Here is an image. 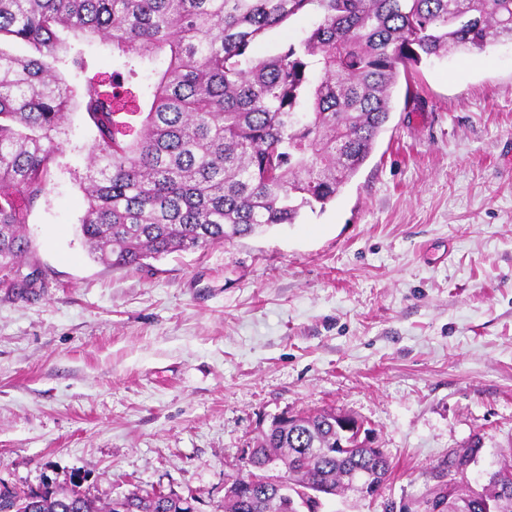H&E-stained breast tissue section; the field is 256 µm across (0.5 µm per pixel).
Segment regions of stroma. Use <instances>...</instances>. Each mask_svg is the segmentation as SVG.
Segmentation results:
<instances>
[{
    "label": "stroma",
    "instance_id": "obj_1",
    "mask_svg": "<svg viewBox=\"0 0 512 512\" xmlns=\"http://www.w3.org/2000/svg\"><path fill=\"white\" fill-rule=\"evenodd\" d=\"M79 48L77 92L118 68L111 46ZM96 136L74 107L25 226L43 285L0 287L1 482L223 512L271 418L313 408L364 420L393 463L378 497L323 512L416 501L476 434L473 488L512 454L511 43L420 64L324 211L141 267L93 260L79 233Z\"/></svg>",
    "mask_w": 512,
    "mask_h": 512
}]
</instances>
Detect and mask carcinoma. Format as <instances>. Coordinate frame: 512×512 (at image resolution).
Returning <instances> with one entry per match:
<instances>
[{
  "mask_svg": "<svg viewBox=\"0 0 512 512\" xmlns=\"http://www.w3.org/2000/svg\"><path fill=\"white\" fill-rule=\"evenodd\" d=\"M303 14L315 21L259 57L267 33ZM112 45L124 72L112 94L92 77L82 104L98 130L82 190L79 231L92 257L115 269L294 224L325 209L372 155L393 110L400 73L452 52L512 42V0H0V273L16 282L30 252L23 232L46 195L74 90L58 65L82 73L67 36ZM160 60L144 106L125 112L123 76ZM141 116L135 129L127 114ZM337 447L336 411L263 432L246 461L290 463L288 498L319 488L356 491L357 478L392 473L384 452L351 434ZM451 490L453 512H512V464L480 490ZM0 512H188L181 496L147 491L99 508L75 489L0 486ZM224 512H286L256 489Z\"/></svg>",
  "mask_w": 512,
  "mask_h": 512,
  "instance_id": "cac0c4a2",
  "label": "carcinoma"
}]
</instances>
